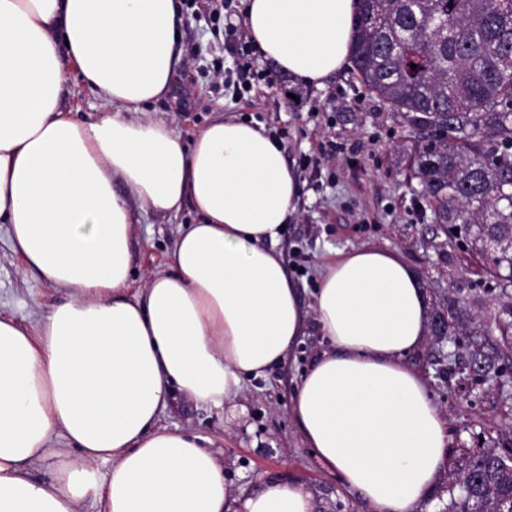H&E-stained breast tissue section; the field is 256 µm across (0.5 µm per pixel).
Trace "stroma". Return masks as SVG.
Listing matches in <instances>:
<instances>
[{"instance_id":"stroma-1","label":"stroma","mask_w":512,"mask_h":512,"mask_svg":"<svg viewBox=\"0 0 512 512\" xmlns=\"http://www.w3.org/2000/svg\"><path fill=\"white\" fill-rule=\"evenodd\" d=\"M184 25L188 33L173 91L148 110L176 121L187 139L215 112L259 122L278 135L301 185L297 213L286 226L281 250L304 304L313 301L323 263L337 251L362 245L398 250L418 272L429 304H437L452 288L487 300L495 297L475 260L447 245L445 229L434 223L420 191L409 187L412 127L370 93L351 67L337 71L322 87H309L294 83L253 52L249 61L269 74L275 86L255 87L235 101L204 72L222 37L196 28L189 19ZM192 219L187 210L170 219H143L133 241L128 294L168 271L167 252L176 227ZM61 297L40 277L23 272L7 227L0 224V312L28 324ZM326 345L316 322L307 321L289 359L268 380L248 382L241 396L220 411L175 397L161 423L221 441L224 482L239 492H251L266 476L298 477L312 491L317 512H367L306 448L288 414L300 377ZM453 349L432 336L409 358L448 418L450 448L511 450L512 386L496 389L465 379V360L453 356Z\"/></svg>"}]
</instances>
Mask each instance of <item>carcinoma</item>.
Listing matches in <instances>:
<instances>
[{
	"instance_id": "carcinoma-1",
	"label": "carcinoma",
	"mask_w": 512,
	"mask_h": 512,
	"mask_svg": "<svg viewBox=\"0 0 512 512\" xmlns=\"http://www.w3.org/2000/svg\"><path fill=\"white\" fill-rule=\"evenodd\" d=\"M352 69L415 129L412 177L438 224L458 229L490 278L512 272V0H360ZM416 69H411V65ZM451 129L426 137L420 129ZM512 286L492 307L448 289L432 317L465 339L477 382L512 359ZM445 512H512V457L462 450Z\"/></svg>"
}]
</instances>
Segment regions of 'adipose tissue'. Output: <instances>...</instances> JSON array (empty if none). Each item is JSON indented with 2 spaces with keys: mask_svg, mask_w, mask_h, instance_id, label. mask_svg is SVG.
<instances>
[{
  "mask_svg": "<svg viewBox=\"0 0 512 512\" xmlns=\"http://www.w3.org/2000/svg\"><path fill=\"white\" fill-rule=\"evenodd\" d=\"M357 9L246 0L242 23L320 87ZM181 31L176 0H0V223L65 293L35 326L0 315V512H315L298 479L234 493L212 437L159 423L172 393L219 408L268 378L310 318L328 345L291 402L305 445L369 512H418L448 463V420L409 362L426 292L397 250L362 246L320 269L304 308L279 249L300 194L280 141L219 112L186 142L146 115L172 91ZM72 66L105 107L95 121L63 106ZM187 205L169 272L128 297L140 216Z\"/></svg>",
  "mask_w": 512,
  "mask_h": 512,
  "instance_id": "adipose-tissue-1",
  "label": "adipose tissue"
}]
</instances>
